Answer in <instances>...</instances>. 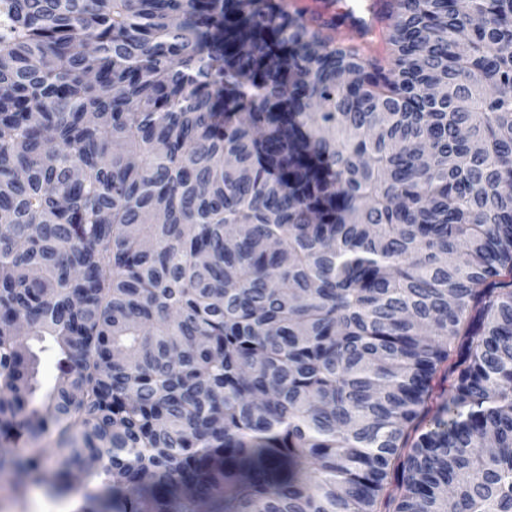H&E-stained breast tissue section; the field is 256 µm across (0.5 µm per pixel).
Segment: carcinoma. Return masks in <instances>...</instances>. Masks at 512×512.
Segmentation results:
<instances>
[{"label":"carcinoma","instance_id":"carcinoma-1","mask_svg":"<svg viewBox=\"0 0 512 512\" xmlns=\"http://www.w3.org/2000/svg\"><path fill=\"white\" fill-rule=\"evenodd\" d=\"M381 15L386 58L274 0H0V471L512 512V0Z\"/></svg>","mask_w":512,"mask_h":512}]
</instances>
